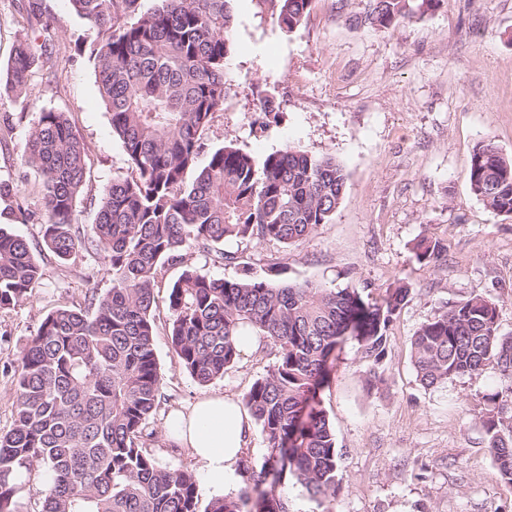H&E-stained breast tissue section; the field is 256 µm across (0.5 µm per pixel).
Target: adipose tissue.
<instances>
[{"instance_id":"1","label":"adipose tissue","mask_w":512,"mask_h":512,"mask_svg":"<svg viewBox=\"0 0 512 512\" xmlns=\"http://www.w3.org/2000/svg\"><path fill=\"white\" fill-rule=\"evenodd\" d=\"M252 421L240 401L215 393L189 407L171 410L165 435L176 446L188 449L200 464L211 493L220 496L235 477Z\"/></svg>"}]
</instances>
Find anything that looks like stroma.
<instances>
[{"instance_id": "1", "label": "stroma", "mask_w": 512, "mask_h": 512, "mask_svg": "<svg viewBox=\"0 0 512 512\" xmlns=\"http://www.w3.org/2000/svg\"><path fill=\"white\" fill-rule=\"evenodd\" d=\"M367 0H312L302 25L279 28L269 0H233L226 65L229 94L207 131L209 148L231 143L255 160L291 145L328 154L347 175L330 223L285 247L228 241L235 262L190 250L191 264L227 279L250 267L258 277L282 267L280 281L357 289L372 303L404 282L412 287L388 330L381 361L344 338L318 394L340 455L334 496L313 500L293 478L262 468L261 428L244 450L254 465L251 497L281 492L290 512H512V483L502 480L480 423L485 394L501 386L495 366L424 388L411 357L416 331L472 296L494 301L501 334L512 335V214H499L470 190L477 145L493 142L512 157V0H444L437 10L389 28L370 24ZM96 36L69 0H0V72L19 39L40 63L25 91L0 88V227L31 246L39 288L0 310V433L14 420V381L3 370L56 306L86 307L111 286L104 253L58 259L34 215L39 175L21 155L41 111L66 113L86 148L74 212L90 229L114 179L129 174L101 99L90 45ZM435 238L445 259L418 262L416 239ZM179 267L155 283V352L169 407L223 393L244 399L275 362L269 350L241 354L223 377L199 384L182 370L165 327Z\"/></svg>"}]
</instances>
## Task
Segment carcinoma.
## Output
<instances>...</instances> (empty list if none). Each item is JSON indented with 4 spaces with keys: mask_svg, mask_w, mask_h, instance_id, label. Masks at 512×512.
Segmentation results:
<instances>
[{
    "mask_svg": "<svg viewBox=\"0 0 512 512\" xmlns=\"http://www.w3.org/2000/svg\"><path fill=\"white\" fill-rule=\"evenodd\" d=\"M232 0H70L97 30L92 50L101 96L131 175L116 179L89 231L74 224L84 179L85 144L65 113L40 112L22 160L43 180V241L66 260L81 251L109 259L112 286L88 307L60 305L40 322L14 367L15 422L0 433V512H25L26 478L40 469L39 512H288L281 494L218 497L201 506L196 475L164 469L147 448L166 400L157 369L154 286L168 265L182 272L168 296V334L179 367L200 384L224 376L239 358L233 336L250 327L276 361L245 395L269 453L263 467L289 474L317 500L336 493L339 454L329 420L309 407L343 336L378 363L387 331L411 287L400 283L379 304L355 288L276 284L252 275L214 278L188 263L196 249L219 263L232 239L292 245L332 220L346 184L331 157L287 145L261 162L233 144L210 154L206 135L224 110ZM289 32L311 0H275ZM444 0H368L366 18L386 28ZM39 56L18 44L5 87L20 89ZM472 193L512 214V159L489 142L470 167ZM418 262L441 259L427 237ZM43 277L29 243L0 228V310L32 295ZM422 385L497 367L505 388L485 395L481 415L500 476L512 482V336L499 332L498 309L474 296L451 305L413 336Z\"/></svg>",
    "mask_w": 512,
    "mask_h": 512,
    "instance_id": "1",
    "label": "carcinoma"
}]
</instances>
